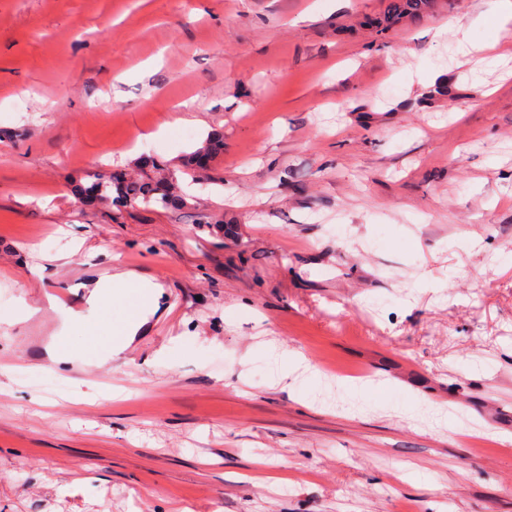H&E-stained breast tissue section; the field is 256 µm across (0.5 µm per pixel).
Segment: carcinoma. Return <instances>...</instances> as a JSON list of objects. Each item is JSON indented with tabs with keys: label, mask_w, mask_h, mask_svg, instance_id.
<instances>
[{
	"label": "carcinoma",
	"mask_w": 512,
	"mask_h": 512,
	"mask_svg": "<svg viewBox=\"0 0 512 512\" xmlns=\"http://www.w3.org/2000/svg\"><path fill=\"white\" fill-rule=\"evenodd\" d=\"M429 0H393L389 12L398 17L408 12H418L427 8ZM196 153L192 152L181 159L176 169L166 164H142L147 172L135 177L124 179H109L100 171L89 174L91 182L84 187L87 196H94L104 200L117 201L125 205L146 208L158 205L166 209L180 208L185 204V197L177 191V173L181 172L193 179L201 178L195 167Z\"/></svg>",
	"instance_id": "cac0c4a2"
}]
</instances>
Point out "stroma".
I'll return each mask as SVG.
<instances>
[{
	"label": "stroma",
	"instance_id": "obj_1",
	"mask_svg": "<svg viewBox=\"0 0 512 512\" xmlns=\"http://www.w3.org/2000/svg\"><path fill=\"white\" fill-rule=\"evenodd\" d=\"M493 2L0 0V512H512ZM215 133L191 205L78 200ZM119 266L159 310L111 369L78 330L81 372L47 366L44 292ZM289 352L321 379L280 378Z\"/></svg>",
	"mask_w": 512,
	"mask_h": 512
}]
</instances>
